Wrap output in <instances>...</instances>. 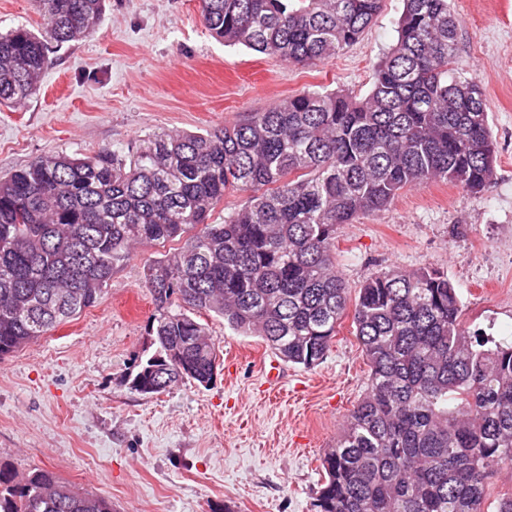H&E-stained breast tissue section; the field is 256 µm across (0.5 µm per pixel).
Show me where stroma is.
I'll return each mask as SVG.
<instances>
[{
	"instance_id": "obj_1",
	"label": "stroma",
	"mask_w": 512,
	"mask_h": 512,
	"mask_svg": "<svg viewBox=\"0 0 512 512\" xmlns=\"http://www.w3.org/2000/svg\"><path fill=\"white\" fill-rule=\"evenodd\" d=\"M403 8L384 0L357 43L302 68L224 45L200 24L199 0H107L96 37L57 49L28 102L0 106V175L50 150L124 155L160 127L220 128L305 88L365 94ZM450 9L461 65L487 98L494 180L477 194L445 181L407 188L386 210L339 225L336 268L353 291L388 269H439L466 326L510 343L512 0ZM161 251L137 247L94 307L0 360V468L48 470L112 512H317L321 459L368 387L351 315L318 366L282 363L275 386L262 338L210 319L214 383L140 394L126 379L152 342L144 269Z\"/></svg>"
}]
</instances>
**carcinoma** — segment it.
Returning <instances> with one entry per match:
<instances>
[{
  "mask_svg": "<svg viewBox=\"0 0 512 512\" xmlns=\"http://www.w3.org/2000/svg\"><path fill=\"white\" fill-rule=\"evenodd\" d=\"M105 0H35L41 30L0 33V104L36 94L52 50L99 31ZM383 0H200L229 46L295 66L357 42ZM498 148L484 93L459 67L448 0H405L369 91H303L222 128L153 131L128 155L48 151L0 177V359L94 306L133 246L178 242L146 266L155 351L130 389L207 386L217 370L202 315L313 369L348 304L333 257L341 224L405 188L445 180L478 193ZM247 203L209 222L224 192ZM444 272L367 279L352 322L369 384L322 459L319 512H512L483 504L512 471V344L472 332ZM0 512H112L53 473L0 469Z\"/></svg>",
  "mask_w": 512,
  "mask_h": 512,
  "instance_id": "obj_1",
  "label": "carcinoma"
}]
</instances>
